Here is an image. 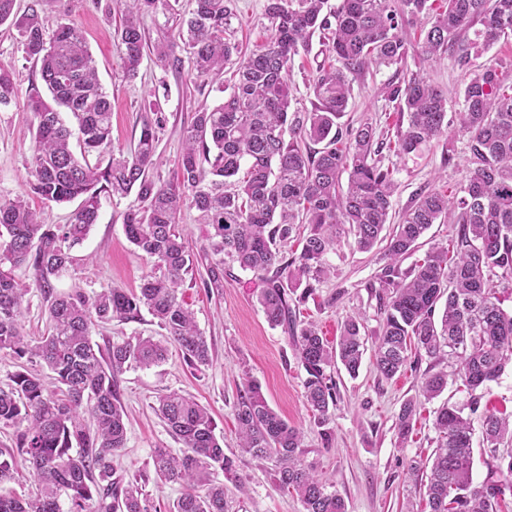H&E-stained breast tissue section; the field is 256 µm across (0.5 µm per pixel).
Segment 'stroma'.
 I'll list each match as a JSON object with an SVG mask.
<instances>
[{
	"label": "stroma",
	"mask_w": 512,
	"mask_h": 512,
	"mask_svg": "<svg viewBox=\"0 0 512 512\" xmlns=\"http://www.w3.org/2000/svg\"><path fill=\"white\" fill-rule=\"evenodd\" d=\"M33 4L49 27L72 23L86 39L99 79L112 99V140L107 154L126 155L134 149L147 102L160 100V165L152 178L160 185L176 182L184 133L201 105L212 106L223 100L234 64H227L223 74L205 79L196 78L187 60L175 71L159 66L155 46L170 41L174 34L172 16L159 12L142 20L149 47L137 76L131 78L113 42L121 18L116 0H72L68 5L63 0H17L18 14H25ZM235 5L234 39L247 51L261 46L269 26L266 0H235ZM331 63L316 36L295 56L289 77L298 108L310 109L313 95L308 81L319 65ZM408 67L442 90L449 111L462 108V91L470 74L451 58L435 59L420 52L409 60ZM0 69L11 71L19 86L18 98L0 105V201L24 194L44 223H69L74 204L56 205L27 193L36 128L27 108V93L31 84L41 81L40 63L26 57L17 29L7 24L0 26ZM392 74V69L373 66L353 80L345 122L353 126L369 122L378 132H394L397 114L378 93ZM447 153L453 156L448 165L443 162ZM469 158L468 140L460 135L431 140L409 155L386 154L384 162L394 168L399 185L393 217H400L420 192L454 188L461 182ZM128 205V199L102 196L98 222L73 248L72 265L55 282L57 293L79 290L90 297L107 288L132 291L153 271V263L124 234L123 214ZM177 229L195 258L182 277L180 296L208 341L211 362L198 370L191 368L181 351L173 347L162 364L130 368L119 375V399L127 412L128 426L125 446L112 458L117 475L150 470L154 449L179 451V443L156 411L158 397L175 391L209 409L225 453L237 456L246 487L241 490L225 482L230 512H303L294 493L276 487L265 466L239 451L234 406L244 378L250 377L261 384L270 406L302 430L306 461L315 463L317 474L343 497L348 512H427L425 488L410 477L408 469L410 464L433 456L437 446L434 412L442 400L466 401L467 394L459 383L449 382L442 398L428 401L422 399L419 385L431 365L430 358L408 364L394 378L386 379L377 373L368 355L357 377L342 369L334 372L338 406L328 426H318L305 402L306 373L295 343L284 327L268 324L258 304L257 296L264 286L261 276L228 259L223 264L222 287H209L208 263L201 258L208 246L206 225L198 223L195 209L186 207L178 217ZM327 262L331 272L314 296L294 306L297 322L316 324L331 344L344 321L357 314L365 315L369 333H377L378 303L370 285L381 266L379 251L365 253L344 241L328 255ZM14 275L31 286L24 299L21 325L28 339L38 340L49 330L48 303L33 286L32 268H16ZM163 335L156 319L144 309L134 318L96 326L92 340L104 346L131 336L159 339ZM410 399L418 401L419 412L407 442L402 444L397 440L395 422L401 406ZM327 430L333 435L329 444L323 439Z\"/></svg>",
	"instance_id": "35a3bbf8"
}]
</instances>
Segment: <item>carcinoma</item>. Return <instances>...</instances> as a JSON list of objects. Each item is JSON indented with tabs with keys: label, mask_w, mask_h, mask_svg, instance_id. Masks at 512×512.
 I'll list each match as a JSON object with an SVG mask.
<instances>
[{
	"label": "carcinoma",
	"mask_w": 512,
	"mask_h": 512,
	"mask_svg": "<svg viewBox=\"0 0 512 512\" xmlns=\"http://www.w3.org/2000/svg\"><path fill=\"white\" fill-rule=\"evenodd\" d=\"M116 47L130 76L145 52L141 19L164 10L168 0H125ZM186 18L176 21L177 40L157 50L162 66L181 63L177 42L191 50L196 77L224 70L239 53L226 32L235 13L232 0H193ZM327 0H267L266 41L239 60L224 102L204 106L186 130L175 185H157L156 128L143 122L129 155L105 168L90 164L110 142L112 102L99 82L92 54L80 29L47 24L34 7L20 22L25 54L41 63V79L54 105L36 85L28 106L37 120L29 190L57 204L81 199L70 223L42 224L27 200L0 201V352L53 373L55 389L23 366L0 387V425L16 428V448L0 450V487L15 479L24 462L38 485L33 497L0 491V512H151L143 485L146 474L128 480L113 476L112 456L125 447L126 412L117 377L126 369H148L161 362L167 346L150 337H132L106 349L94 344L91 330L114 318H133L145 307L168 340L197 369L209 363V345L193 313L179 297L190 266L183 238L176 232L181 210L189 206L209 227L213 255H227L265 280L258 303L272 326L289 328L306 371L304 396L317 423H329L337 387L327 370L341 363L356 376L364 354L365 321L347 319L336 346L309 323L293 319L290 300L314 294L326 277V257L341 239L370 251L381 242L385 264L376 275L381 330L375 366L386 379L401 372L409 351L455 361L453 374L470 391L467 403L444 404L434 428L439 443L426 485L429 512H509L512 493V413L479 412L475 391L497 379L512 363V311L502 307L498 288H512V69L486 67L470 78L463 107L448 119V99L418 75L408 74L415 46L405 27L420 26L422 51L451 53L466 69L501 38L512 35V0H341L324 12ZM474 30V37L466 35ZM328 32L326 51L336 60L317 68L309 80V110L293 108L291 61L317 32ZM395 69L380 93L398 114L395 140L379 137L366 122L342 127L352 78L371 65ZM12 75L0 71V104L16 97ZM72 115V130L62 113ZM468 137L470 159L463 180L450 193H421L396 224L390 223L398 190L383 150L410 154L436 138ZM347 184H342V176ZM137 190L141 204L123 217L127 240L164 273L147 274L139 290L105 289L88 297L80 291L54 293L53 280L71 265L70 246L96 223L100 194L126 197ZM448 219L455 235L433 244L425 257L404 272L403 260L424 245L429 228ZM301 235L300 253L286 259L277 243ZM30 266L36 287L49 302L50 329L30 343L20 319L27 286L13 269ZM448 373L426 371L419 391L427 399L441 394ZM157 411L182 444L175 455L157 448L155 479L184 486L168 512H229L217 471L244 488L235 460L207 408L177 393L159 397ZM480 414L482 450L489 477L473 482L472 416ZM417 404L401 407L396 433L405 440ZM240 448L259 462L274 461L272 479L293 491L304 512H348L344 499L326 490L313 464L303 458V432L269 405L260 384L248 380L235 405Z\"/></svg>",
	"instance_id": "carcinoma-1"
}]
</instances>
